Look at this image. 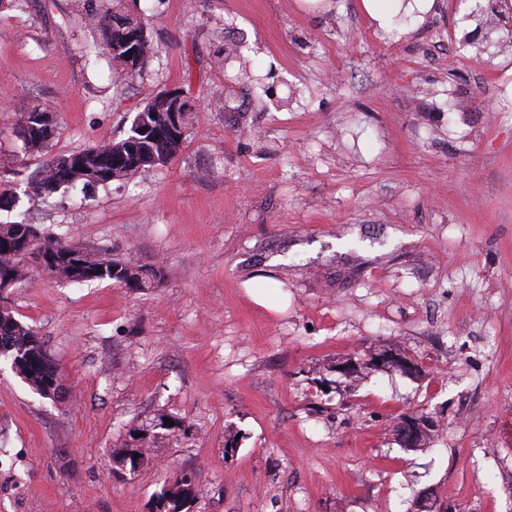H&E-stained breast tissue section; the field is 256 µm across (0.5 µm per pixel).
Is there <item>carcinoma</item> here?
Returning <instances> with one entry per match:
<instances>
[{
	"instance_id": "1",
	"label": "carcinoma",
	"mask_w": 512,
	"mask_h": 512,
	"mask_svg": "<svg viewBox=\"0 0 512 512\" xmlns=\"http://www.w3.org/2000/svg\"><path fill=\"white\" fill-rule=\"evenodd\" d=\"M92 22L101 32V41L95 45V52L109 55L126 77L138 75L154 55L155 48L144 25L120 10L95 13L92 15ZM134 34L140 36L141 58L132 61L126 54L127 41ZM49 118V113L37 106L16 116L15 125L24 136L28 154H40L48 148L55 132V124ZM183 141L182 137L165 141L148 140L139 137L131 129L119 140L104 141L74 152L70 157L80 159L94 168L102 166L107 169L108 175L100 181V184L107 185L113 181L128 179L142 170L167 164L178 154ZM78 184L86 186L89 181L75 174L70 177L63 175L53 158L42 165L34 195L35 198L42 199L63 186ZM27 228L26 224H0V285L8 284L13 287L26 282L36 253L55 258L48 275L62 283H73L82 277L86 282L109 280L145 291L157 287L166 275L162 265L132 264L115 259L107 253H92L49 231L40 235V240L31 252L26 246ZM44 352L46 347L33 328L20 321L11 309L0 308V358L16 364L19 357L40 360ZM15 373L35 393H41L45 381L41 370L17 364ZM410 420L417 423L416 432L413 439L406 438L404 442L409 448L416 449L424 444L429 423L424 416H407L398 422L396 432L404 434L405 423Z\"/></svg>"
}]
</instances>
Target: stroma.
<instances>
[{
  "instance_id": "stroma-1",
  "label": "stroma",
  "mask_w": 512,
  "mask_h": 512,
  "mask_svg": "<svg viewBox=\"0 0 512 512\" xmlns=\"http://www.w3.org/2000/svg\"><path fill=\"white\" fill-rule=\"evenodd\" d=\"M465 2L394 33L360 0H123L158 48L125 80L88 51L113 0H0V223L170 270L0 294L66 386L0 361V512H157L180 475L186 512H512V20ZM162 90L197 109L170 162L33 202L45 158ZM419 414L438 437L409 451ZM15 125L18 132L23 133L26 152L30 155L41 154L55 132V124L49 121L50 115L38 106L16 117Z\"/></svg>"
}]
</instances>
